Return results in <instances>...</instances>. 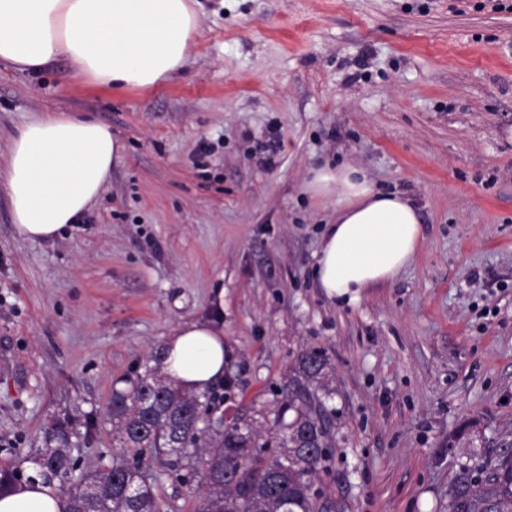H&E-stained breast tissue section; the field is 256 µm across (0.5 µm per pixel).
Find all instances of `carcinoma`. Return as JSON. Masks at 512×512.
Segmentation results:
<instances>
[{
	"label": "carcinoma",
	"instance_id": "obj_1",
	"mask_svg": "<svg viewBox=\"0 0 512 512\" xmlns=\"http://www.w3.org/2000/svg\"><path fill=\"white\" fill-rule=\"evenodd\" d=\"M328 366L310 351L297 357L278 386L273 425L260 443L253 426L237 419L199 425L195 413L204 405L217 410V395L189 391L145 364L129 386L112 389L111 463L73 475L67 423L24 462L36 476L61 481L68 512H158V459L177 482L195 489L194 512H339L315 485L333 461ZM448 512H512V455L460 465Z\"/></svg>",
	"mask_w": 512,
	"mask_h": 512
}]
</instances>
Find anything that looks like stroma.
<instances>
[{"label":"stroma","instance_id":"obj_1","mask_svg":"<svg viewBox=\"0 0 512 512\" xmlns=\"http://www.w3.org/2000/svg\"><path fill=\"white\" fill-rule=\"evenodd\" d=\"M181 72L113 90L66 59L0 67V169L47 113L123 146L80 224L20 236L0 185V469L74 425L106 464L113 389L189 320L222 321L223 410L263 425L297 356L331 367L343 512H447L459 465L512 451V0H198ZM276 150L266 163V147ZM363 169L424 240L352 304L318 288L332 204Z\"/></svg>","mask_w":512,"mask_h":512}]
</instances>
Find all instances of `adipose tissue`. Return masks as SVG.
<instances>
[{
	"instance_id": "obj_1",
	"label": "adipose tissue",
	"mask_w": 512,
	"mask_h": 512,
	"mask_svg": "<svg viewBox=\"0 0 512 512\" xmlns=\"http://www.w3.org/2000/svg\"><path fill=\"white\" fill-rule=\"evenodd\" d=\"M197 26L195 0H0V65L37 73L63 56L94 85L147 89L185 66ZM121 151L110 128L96 121L47 114L25 125L0 172L19 234L51 240L77 223ZM308 190L332 200L336 213L315 267L328 297L357 301L417 253L418 210L403 194L376 189L362 169L322 167ZM224 359V327L213 321L182 323L160 353L163 372L198 393L223 378ZM65 510V499L39 478L0 494V512Z\"/></svg>"
}]
</instances>
